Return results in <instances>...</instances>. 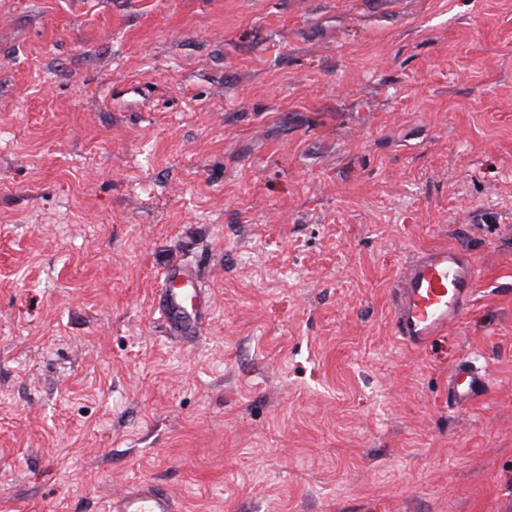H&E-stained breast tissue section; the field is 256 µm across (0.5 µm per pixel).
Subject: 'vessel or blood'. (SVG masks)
<instances>
[{
	"label": "vessel or blood",
	"instance_id": "obj_1",
	"mask_svg": "<svg viewBox=\"0 0 512 512\" xmlns=\"http://www.w3.org/2000/svg\"><path fill=\"white\" fill-rule=\"evenodd\" d=\"M478 278L472 256L456 246H438L418 254L393 284L394 331L419 348L447 332L470 308ZM157 308L169 335L189 339L199 334L213 308L194 267L176 265L163 273ZM489 379L471 360L459 362L448 376V400L463 410L487 391ZM107 512H181L178 501L158 484L141 481L113 497Z\"/></svg>",
	"mask_w": 512,
	"mask_h": 512
}]
</instances>
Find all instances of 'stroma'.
<instances>
[{"mask_svg": "<svg viewBox=\"0 0 512 512\" xmlns=\"http://www.w3.org/2000/svg\"><path fill=\"white\" fill-rule=\"evenodd\" d=\"M449 243L472 305L406 347L390 284ZM180 261L214 296L183 346ZM139 480L512 512V0H0V512ZM158 292L157 309L169 335L186 340L200 334L202 320L212 311L213 296L201 287L195 268H167ZM489 379L471 360L459 362L448 375V400L455 409L463 410L487 391Z\"/></svg>", "mask_w": 512, "mask_h": 512, "instance_id": "1", "label": "stroma"}]
</instances>
